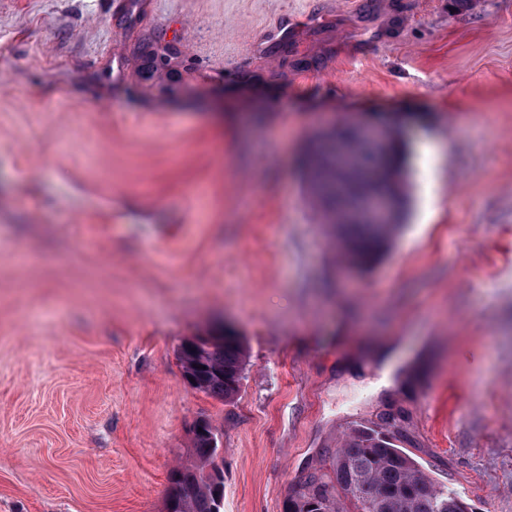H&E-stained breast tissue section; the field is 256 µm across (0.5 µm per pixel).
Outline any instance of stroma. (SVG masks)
I'll use <instances>...</instances> for the list:
<instances>
[{
  "instance_id": "stroma-1",
  "label": "stroma",
  "mask_w": 512,
  "mask_h": 512,
  "mask_svg": "<svg viewBox=\"0 0 512 512\" xmlns=\"http://www.w3.org/2000/svg\"><path fill=\"white\" fill-rule=\"evenodd\" d=\"M350 121L405 153L367 270L305 191ZM224 330L229 400L178 358ZM390 409L512 512V0H0V512H166L202 419L222 512H284ZM179 360L183 374L193 388L224 400L233 397L240 389L246 350L238 336L225 330L224 341L200 335L184 342ZM198 365L205 369H199Z\"/></svg>"
}]
</instances>
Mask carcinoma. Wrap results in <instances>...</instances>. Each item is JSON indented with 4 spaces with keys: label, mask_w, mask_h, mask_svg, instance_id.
<instances>
[{
    "label": "carcinoma",
    "mask_w": 512,
    "mask_h": 512,
    "mask_svg": "<svg viewBox=\"0 0 512 512\" xmlns=\"http://www.w3.org/2000/svg\"><path fill=\"white\" fill-rule=\"evenodd\" d=\"M342 144L354 158L343 165L331 141ZM308 195L332 222L347 207H360L372 195L392 199L391 223L376 226L357 220L337 224L346 257L367 267L390 246L407 200L399 185V151L390 145L382 163L374 143L350 125L315 140L306 158ZM179 360L191 386L209 396L229 399L240 389L246 360L243 342L224 331V340L195 336L181 345ZM191 438L194 463L172 473L168 512H221L224 459L211 424ZM395 433L384 428L352 430L342 447L325 451L326 464L312 469L294 484L284 512H468L455 495L436 486L403 449Z\"/></svg>",
    "instance_id": "obj_1"
}]
</instances>
